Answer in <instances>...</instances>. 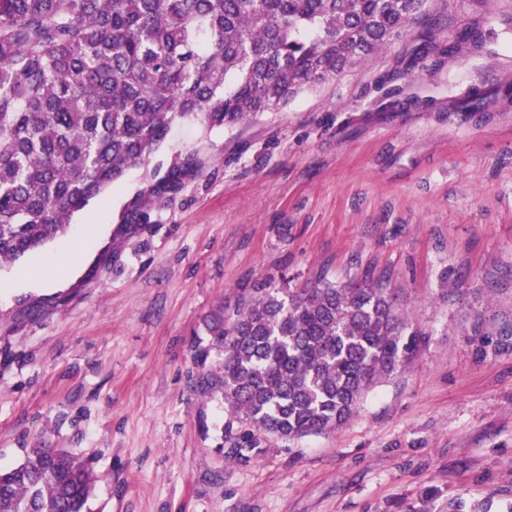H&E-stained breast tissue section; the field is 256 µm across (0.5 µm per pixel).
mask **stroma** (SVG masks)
Listing matches in <instances>:
<instances>
[{
	"label": "stroma",
	"instance_id": "1",
	"mask_svg": "<svg viewBox=\"0 0 512 512\" xmlns=\"http://www.w3.org/2000/svg\"><path fill=\"white\" fill-rule=\"evenodd\" d=\"M483 22L481 50L430 54ZM512 0H428L352 71L234 128L177 122L65 233L0 267V468L48 444L89 458L92 512H512ZM193 171L121 228L173 164ZM80 247H73V239ZM67 253L40 285L24 271ZM383 275L422 332L335 431L226 454L204 323L261 283ZM482 316L483 335L472 323Z\"/></svg>",
	"mask_w": 512,
	"mask_h": 512
}]
</instances>
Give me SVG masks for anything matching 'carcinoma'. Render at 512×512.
<instances>
[{"instance_id":"1","label":"carcinoma","mask_w":512,"mask_h":512,"mask_svg":"<svg viewBox=\"0 0 512 512\" xmlns=\"http://www.w3.org/2000/svg\"><path fill=\"white\" fill-rule=\"evenodd\" d=\"M427 0H0V267L57 239L72 217L144 164L173 125L234 127L351 70L398 38ZM475 23L445 52L483 47ZM471 90L462 109L478 112ZM191 172L173 167L123 212L146 224ZM384 277L258 288L205 325L224 354L203 384L224 395L238 462L265 435L346 424L410 361L421 332ZM96 475L37 445L0 470V512H90Z\"/></svg>"}]
</instances>
